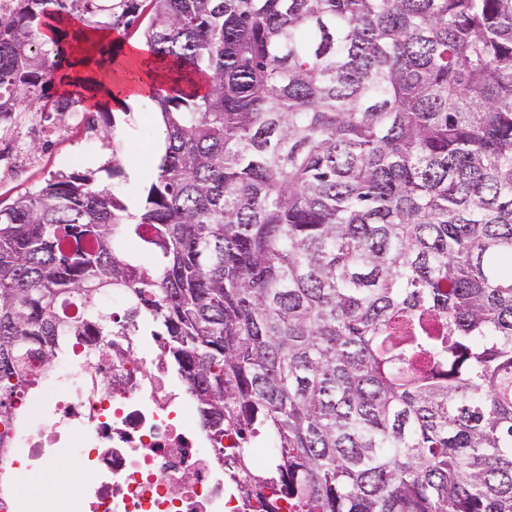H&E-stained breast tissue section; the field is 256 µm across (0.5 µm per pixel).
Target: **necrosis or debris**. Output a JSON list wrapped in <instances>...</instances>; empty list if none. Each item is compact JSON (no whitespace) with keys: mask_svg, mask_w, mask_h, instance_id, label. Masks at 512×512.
<instances>
[{"mask_svg":"<svg viewBox=\"0 0 512 512\" xmlns=\"http://www.w3.org/2000/svg\"><path fill=\"white\" fill-rule=\"evenodd\" d=\"M90 355L88 345L74 346L49 373L31 361L40 408L12 429L0 473L68 460L86 512H266L262 499H243L225 476L232 436L214 442L195 398L146 337L116 343L99 381L87 374Z\"/></svg>","mask_w":512,"mask_h":512,"instance_id":"obj_1","label":"necrosis or debris"}]
</instances>
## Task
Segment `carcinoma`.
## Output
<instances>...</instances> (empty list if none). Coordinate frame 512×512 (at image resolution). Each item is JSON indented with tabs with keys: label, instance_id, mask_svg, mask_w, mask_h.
Returning <instances> with one entry per match:
<instances>
[{
	"label": "carcinoma",
	"instance_id": "1",
	"mask_svg": "<svg viewBox=\"0 0 512 512\" xmlns=\"http://www.w3.org/2000/svg\"><path fill=\"white\" fill-rule=\"evenodd\" d=\"M149 2L143 208L58 173L0 210V420L33 350L144 333L269 512H512V0ZM12 3L0 123L142 10Z\"/></svg>",
	"mask_w": 512,
	"mask_h": 512
}]
</instances>
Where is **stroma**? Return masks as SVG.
<instances>
[{
    "instance_id": "stroma-1",
    "label": "stroma",
    "mask_w": 512,
    "mask_h": 512,
    "mask_svg": "<svg viewBox=\"0 0 512 512\" xmlns=\"http://www.w3.org/2000/svg\"><path fill=\"white\" fill-rule=\"evenodd\" d=\"M19 107L12 126L0 130V208L59 171L94 172L99 185L113 189L123 200H144L150 183L134 180L132 174L163 139L164 128L154 109L132 121L127 118L129 106L120 101L113 102L107 120L89 109L66 112L46 133L32 121L28 102H20ZM68 474L62 465L54 471L35 468L15 475L19 512H28L37 488L51 479L57 483L53 495L57 512H85L68 492Z\"/></svg>"
}]
</instances>
